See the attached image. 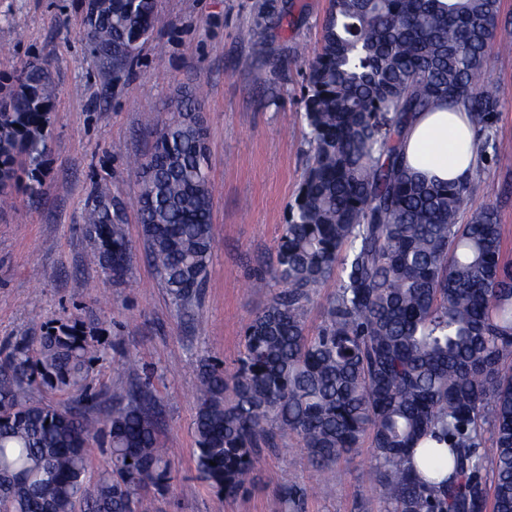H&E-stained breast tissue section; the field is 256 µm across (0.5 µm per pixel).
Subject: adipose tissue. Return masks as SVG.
Listing matches in <instances>:
<instances>
[{
    "instance_id": "adipose-tissue-1",
    "label": "adipose tissue",
    "mask_w": 512,
    "mask_h": 512,
    "mask_svg": "<svg viewBox=\"0 0 512 512\" xmlns=\"http://www.w3.org/2000/svg\"><path fill=\"white\" fill-rule=\"evenodd\" d=\"M475 129L468 112L438 106L416 115L399 139L409 167L440 181H462L478 165Z\"/></svg>"
}]
</instances>
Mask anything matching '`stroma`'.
Returning a JSON list of instances; mask_svg holds the SVG:
<instances>
[{"label":"stroma","instance_id":"35a3bbf8","mask_svg":"<svg viewBox=\"0 0 512 512\" xmlns=\"http://www.w3.org/2000/svg\"><path fill=\"white\" fill-rule=\"evenodd\" d=\"M258 0H158L157 20L111 88L81 41L84 0H0V95L32 61L50 63L58 94L51 113L46 193L16 194L0 210V351L40 333L44 321L94 323L107 352L87 379L102 396L97 423L112 414L110 396L149 380L162 405L159 434L175 452L167 491L142 494V512H283V480L327 493L305 512H384L368 475L367 449L325 471L313 468L298 440L264 449L247 495L219 496L198 472L192 427L200 356L233 365L245 324L271 298L255 287L269 273L288 204L308 159L301 119L303 71L318 48L329 0H288L295 22L273 29L258 56L251 32ZM483 87L499 97L494 133L500 159L478 185L500 189L496 201L504 250L512 256V53L493 56ZM199 89L208 133L216 248L192 316L170 303L146 260L134 201L140 177L130 159L147 154L157 129L174 115L181 90ZM125 205L133 256L123 277L90 264L84 213L97 185Z\"/></svg>","mask_w":512,"mask_h":512}]
</instances>
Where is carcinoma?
Instances as JSON below:
<instances>
[{"mask_svg": "<svg viewBox=\"0 0 512 512\" xmlns=\"http://www.w3.org/2000/svg\"><path fill=\"white\" fill-rule=\"evenodd\" d=\"M157 0H88L81 40L105 87L136 55ZM500 0H331L302 96L309 155L271 272L282 289L244 329L236 370L199 363L193 429L200 476L226 498L248 493L262 448L297 437L316 468L369 443L371 482L386 512H512V261L492 202L477 185L429 180L398 148L407 124L441 99L461 103L483 161L499 98L478 78L497 48ZM288 18L258 5L254 45ZM0 97V206L19 184L45 194L48 127L57 88L31 63ZM139 164L136 204L147 260L171 303L198 302L216 247L204 127L195 92ZM124 204L98 188L84 229L91 261L120 277L131 261ZM338 277L323 325L306 328L316 288ZM96 330L59 320L0 356V512H141V491H165L173 458L159 441L162 410L149 383L112 396L110 457L87 479L85 388L99 360ZM70 394L58 408L29 387ZM491 437L492 447L485 446ZM420 450L423 471L412 456ZM215 465H210V462ZM284 512L308 492L285 483Z\"/></svg>", "mask_w": 512, "mask_h": 512, "instance_id": "cac0c4a2", "label": "carcinoma"}]
</instances>
